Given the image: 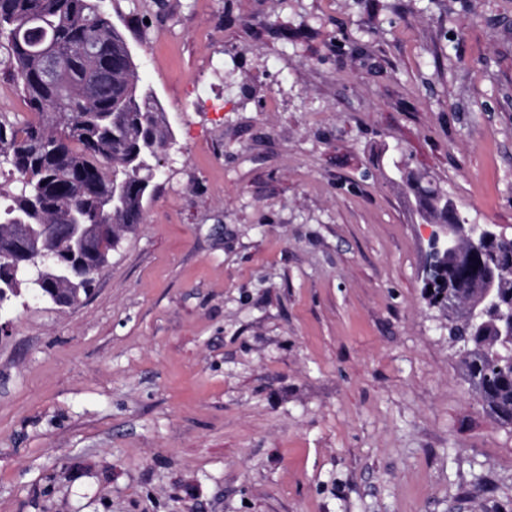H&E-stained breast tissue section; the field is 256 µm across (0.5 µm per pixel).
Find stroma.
<instances>
[{
    "mask_svg": "<svg viewBox=\"0 0 512 512\" xmlns=\"http://www.w3.org/2000/svg\"><path fill=\"white\" fill-rule=\"evenodd\" d=\"M97 4L174 141L89 294L0 305V512H512L388 163L512 237V0Z\"/></svg>",
    "mask_w": 512,
    "mask_h": 512,
    "instance_id": "1",
    "label": "stroma"
}]
</instances>
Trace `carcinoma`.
<instances>
[{
  "label": "carcinoma",
  "mask_w": 512,
  "mask_h": 512,
  "mask_svg": "<svg viewBox=\"0 0 512 512\" xmlns=\"http://www.w3.org/2000/svg\"><path fill=\"white\" fill-rule=\"evenodd\" d=\"M6 41L7 72L32 118L0 119V165L19 175L11 203L0 208V248L21 224L37 234L42 224H78L82 258L99 268L108 263L121 233L142 223L144 203L154 190L155 165L173 135L152 90H141L124 34L94 0H0V40ZM62 63L52 83L36 80L42 48ZM396 169L425 218L448 224L451 200L402 154ZM109 224L102 233L97 225ZM54 281L58 259L36 258ZM23 270L0 265V289L13 296ZM432 300H448V285L475 301L492 287L499 307L461 326L451 339L462 345L470 385L503 424L512 425V336L504 317L512 313V274L488 284L476 266L439 261L431 274Z\"/></svg>",
  "instance_id": "1"
}]
</instances>
